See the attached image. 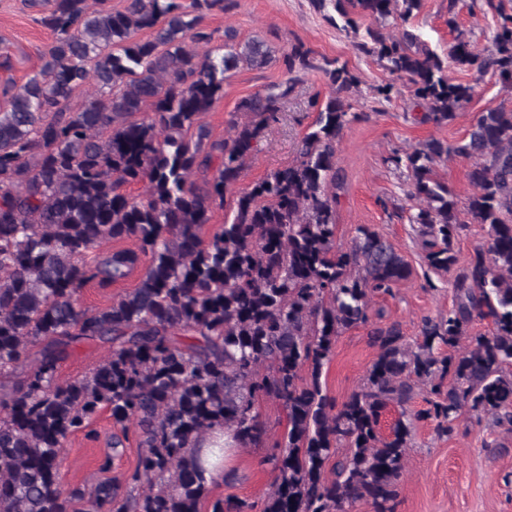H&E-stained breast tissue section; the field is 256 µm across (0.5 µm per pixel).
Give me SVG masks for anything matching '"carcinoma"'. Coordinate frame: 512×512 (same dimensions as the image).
I'll return each instance as SVG.
<instances>
[{
    "label": "carcinoma",
    "instance_id": "1",
    "mask_svg": "<svg viewBox=\"0 0 512 512\" xmlns=\"http://www.w3.org/2000/svg\"><path fill=\"white\" fill-rule=\"evenodd\" d=\"M335 2L355 49L389 74L372 86L374 98L389 103L408 86L425 105L422 123L448 124L469 97V87L449 80L450 62L512 85V11L503 0L484 3L496 17L491 49L474 52L460 32L444 58L406 27L422 0ZM222 4L127 0L114 10L107 0H54L41 22L56 40L0 109V377L25 370L11 390L0 389V512H200L206 484L196 444L218 427L241 447L263 443L260 398L281 403L288 422L269 458L273 488L259 503L217 499L211 512H345L358 501L393 512L412 429L400 420L382 437L381 411L407 403L420 385L427 408L415 419L439 431L464 408L512 425V109L480 113L452 147L432 139L388 157L408 172L416 201L409 223L425 236L430 269L458 265L454 240L465 224L487 226L489 246L457 273L448 315L422 319L421 342L405 341L395 325L374 331L377 358L338 407L321 384L338 336L368 322L370 296L393 294L411 275L366 226L351 247L335 243L345 186L336 142L366 119L341 93L359 79L294 45L281 56L287 79L243 99L228 136L211 138L201 115L224 96L229 73L274 61L266 41L237 42L231 32L223 52L199 51L211 41L204 15ZM346 4L392 16L401 31L362 37ZM145 29L151 36L139 38ZM310 72L336 95L309 99L317 115L296 159L240 194L204 240L213 209L224 207ZM90 79L97 93L73 109L74 90ZM450 153L473 160L475 192L462 208L435 172ZM144 181L142 199L123 191ZM118 240L135 248L101 250ZM143 257L135 288L106 308L82 307L84 285L109 287ZM476 318L491 320V335L469 334ZM83 341L106 345L108 356L90 374L58 381L59 361ZM441 346L456 353L435 354ZM102 409L122 427L115 453L128 439L126 423L135 424L142 451L133 488L66 492L58 481L66 443ZM342 447L346 455L327 474Z\"/></svg>",
    "mask_w": 512,
    "mask_h": 512
}]
</instances>
